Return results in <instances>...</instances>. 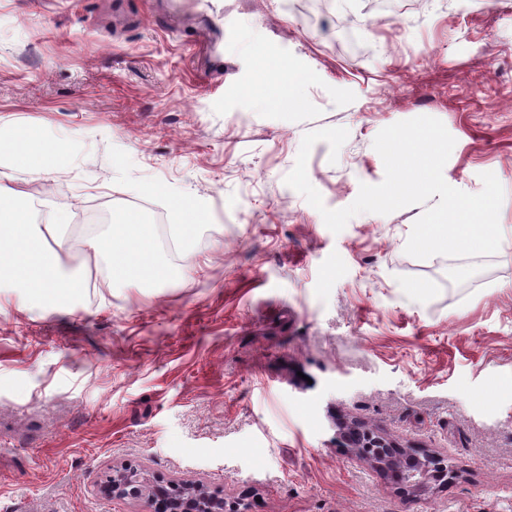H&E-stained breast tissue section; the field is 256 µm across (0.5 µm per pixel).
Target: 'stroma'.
Returning <instances> with one entry per match:
<instances>
[{"mask_svg": "<svg viewBox=\"0 0 512 512\" xmlns=\"http://www.w3.org/2000/svg\"><path fill=\"white\" fill-rule=\"evenodd\" d=\"M0 0V138L33 129L56 169L0 156V186L63 223L73 300L0 295V512H142L113 470L196 484L243 512H512V244L417 259L420 205L332 233L287 186L305 133L349 132L307 173L327 208L384 178L378 132L427 115L456 144L446 182L505 192L512 228V0H348L306 31L302 0ZM299 75L292 85L290 75ZM299 90L302 110L268 106ZM198 206L177 277L114 288L91 213L153 239ZM359 423L447 456L418 494L337 440Z\"/></svg>", "mask_w": 512, "mask_h": 512, "instance_id": "stroma-1", "label": "stroma"}]
</instances>
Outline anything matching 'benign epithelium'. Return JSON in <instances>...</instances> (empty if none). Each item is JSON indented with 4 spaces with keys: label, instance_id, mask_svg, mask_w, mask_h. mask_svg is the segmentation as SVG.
<instances>
[{
    "label": "benign epithelium",
    "instance_id": "7a95c632",
    "mask_svg": "<svg viewBox=\"0 0 512 512\" xmlns=\"http://www.w3.org/2000/svg\"><path fill=\"white\" fill-rule=\"evenodd\" d=\"M352 450L374 468L394 472L412 491H421L433 483L444 482L450 475L448 463L435 453L428 454V457L440 461L438 470L432 471L424 467L418 473L404 470V466L413 457L411 453L400 450L390 456L381 454L373 458L362 453L356 445L352 446ZM101 491L110 497L119 496L142 501L147 506L146 512H225L222 497L188 484L152 486L135 470L113 471L101 486Z\"/></svg>",
    "mask_w": 512,
    "mask_h": 512
}]
</instances>
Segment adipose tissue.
I'll return each instance as SVG.
<instances>
[{"mask_svg": "<svg viewBox=\"0 0 512 512\" xmlns=\"http://www.w3.org/2000/svg\"><path fill=\"white\" fill-rule=\"evenodd\" d=\"M15 166L32 174L50 173L58 158L42 135L25 130L13 137ZM17 192L0 188V286L14 289L32 309L76 297L82 281L62 272L59 253L66 246L53 224L31 223L26 208L17 205ZM92 260L107 259L116 284L170 279L155 258L152 236L123 210L114 211L109 231L91 236Z\"/></svg>", "mask_w": 512, "mask_h": 512, "instance_id": "obj_1", "label": "adipose tissue"}]
</instances>
